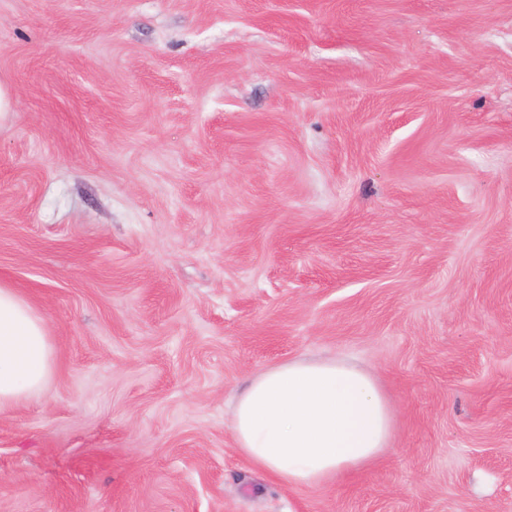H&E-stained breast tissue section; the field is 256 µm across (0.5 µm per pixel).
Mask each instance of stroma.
<instances>
[{
  "instance_id": "1",
  "label": "stroma",
  "mask_w": 512,
  "mask_h": 512,
  "mask_svg": "<svg viewBox=\"0 0 512 512\" xmlns=\"http://www.w3.org/2000/svg\"><path fill=\"white\" fill-rule=\"evenodd\" d=\"M0 281L44 388L0 512H512V0H0ZM373 371L394 450L292 489L259 370Z\"/></svg>"
}]
</instances>
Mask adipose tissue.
<instances>
[{"instance_id":"adipose-tissue-1","label":"adipose tissue","mask_w":512,"mask_h":512,"mask_svg":"<svg viewBox=\"0 0 512 512\" xmlns=\"http://www.w3.org/2000/svg\"><path fill=\"white\" fill-rule=\"evenodd\" d=\"M52 363L42 314L0 282V408L40 391ZM232 433L238 451L280 484L324 487L391 450L393 415L372 373L296 358L249 379L236 396Z\"/></svg>"}]
</instances>
